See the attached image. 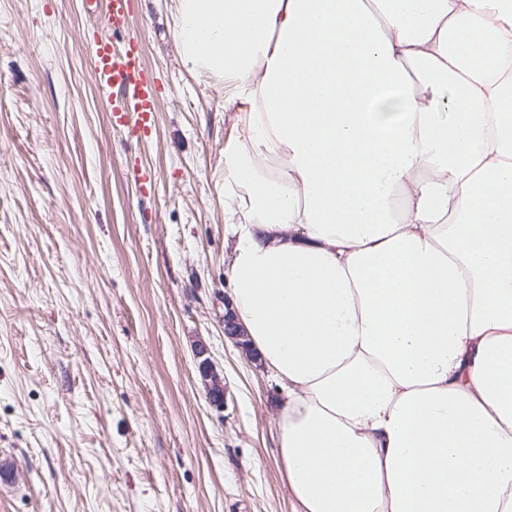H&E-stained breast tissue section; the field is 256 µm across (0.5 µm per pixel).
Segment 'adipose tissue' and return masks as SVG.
I'll return each instance as SVG.
<instances>
[{
	"label": "adipose tissue",
	"mask_w": 512,
	"mask_h": 512,
	"mask_svg": "<svg viewBox=\"0 0 512 512\" xmlns=\"http://www.w3.org/2000/svg\"><path fill=\"white\" fill-rule=\"evenodd\" d=\"M176 2L293 512H512V0Z\"/></svg>",
	"instance_id": "obj_1"
}]
</instances>
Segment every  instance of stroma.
Returning a JSON list of instances; mask_svg holds the SVG:
<instances>
[{
	"mask_svg": "<svg viewBox=\"0 0 512 512\" xmlns=\"http://www.w3.org/2000/svg\"><path fill=\"white\" fill-rule=\"evenodd\" d=\"M84 2L0 0V512H293L281 393L224 335L238 113L185 65L175 0H132L160 102L147 139L111 125Z\"/></svg>",
	"mask_w": 512,
	"mask_h": 512,
	"instance_id": "1",
	"label": "stroma"
}]
</instances>
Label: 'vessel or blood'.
Segmentation results:
<instances>
[{"label": "vessel or blood", "instance_id": "b4317fda", "mask_svg": "<svg viewBox=\"0 0 512 512\" xmlns=\"http://www.w3.org/2000/svg\"><path fill=\"white\" fill-rule=\"evenodd\" d=\"M104 23L93 41L92 71L105 95L110 121L140 139L149 138L158 108V77L143 61L129 32L131 0H103ZM126 33L115 46V33Z\"/></svg>", "mask_w": 512, "mask_h": 512}]
</instances>
